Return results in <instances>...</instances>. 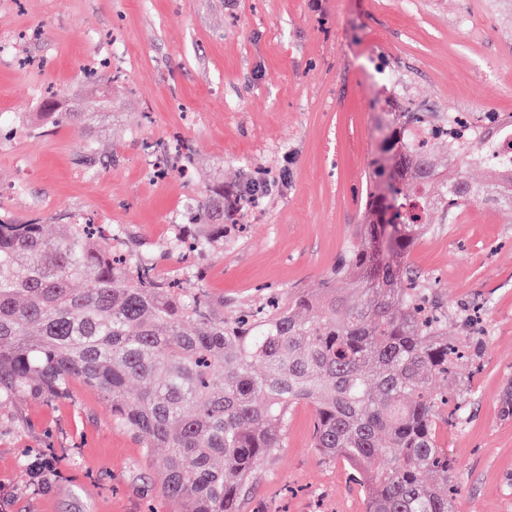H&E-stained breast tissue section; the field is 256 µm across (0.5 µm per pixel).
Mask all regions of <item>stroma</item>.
<instances>
[{
  "instance_id": "1",
  "label": "stroma",
  "mask_w": 512,
  "mask_h": 512,
  "mask_svg": "<svg viewBox=\"0 0 512 512\" xmlns=\"http://www.w3.org/2000/svg\"><path fill=\"white\" fill-rule=\"evenodd\" d=\"M0 219L121 225L156 271L185 262L163 244L187 199L262 166L287 169L241 239L204 261L214 304L314 288L359 242L370 163L389 100L436 112L512 114V0H0ZM108 68L89 86L84 70ZM87 126L22 133L44 103ZM103 156L85 162L88 142ZM408 255L440 279L449 311L480 302L479 362L455 380L465 420L441 427L456 463L455 512H512V209L435 212ZM298 408L257 470L247 508L363 512L341 465L311 446ZM55 471L36 477V463ZM141 444L97 393L0 403V512H170Z\"/></svg>"
}]
</instances>
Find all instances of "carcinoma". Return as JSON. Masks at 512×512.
I'll return each mask as SVG.
<instances>
[{"instance_id":"carcinoma-1","label":"carcinoma","mask_w":512,"mask_h":512,"mask_svg":"<svg viewBox=\"0 0 512 512\" xmlns=\"http://www.w3.org/2000/svg\"><path fill=\"white\" fill-rule=\"evenodd\" d=\"M53 126L84 112L45 105ZM400 117L371 162L358 236L317 288L274 294L256 307L216 310L205 269L175 290L116 224L0 221V401L32 386L58 396L77 381L113 422L150 453L164 450L158 493L172 512H243L258 466L283 447L300 405L312 411L311 445L343 464L364 512H454L455 461L437 444L439 424L465 415L464 391L435 393L477 357L460 316L448 340V307L436 285L406 265L432 231L430 215L481 202L512 207V172L488 164L479 185L438 168L428 144L398 138ZM420 194L386 191L391 160ZM267 190L245 177L190 200L170 253L224 252L231 226ZM362 296L359 305L347 293Z\"/></svg>"}]
</instances>
